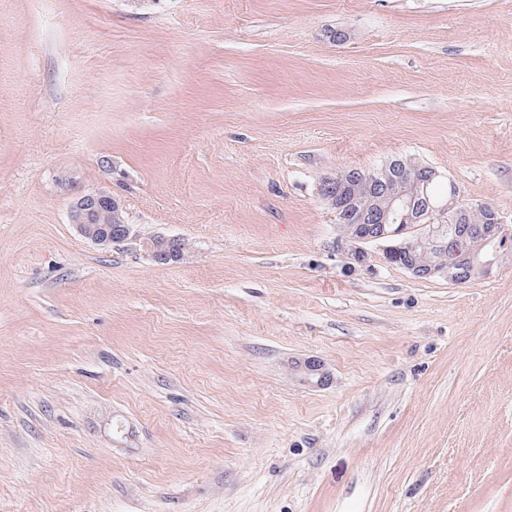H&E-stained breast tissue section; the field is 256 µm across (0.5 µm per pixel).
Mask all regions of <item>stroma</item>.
<instances>
[{
    "label": "stroma",
    "instance_id": "obj_1",
    "mask_svg": "<svg viewBox=\"0 0 512 512\" xmlns=\"http://www.w3.org/2000/svg\"><path fill=\"white\" fill-rule=\"evenodd\" d=\"M395 157L512 230V0H0V512H512V245L354 268L318 194ZM113 211L124 210L122 201L112 192L94 191L79 195L71 208V221L77 232L87 240L99 245L120 244L133 239L132 227ZM112 218V224H100V219ZM182 240L180 237L158 235L144 241L142 247L157 264H177L189 253L178 249L177 244ZM182 244L188 248V241L183 240Z\"/></svg>",
    "mask_w": 512,
    "mask_h": 512
}]
</instances>
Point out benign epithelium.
<instances>
[{
    "instance_id": "1",
    "label": "benign epithelium",
    "mask_w": 512,
    "mask_h": 512,
    "mask_svg": "<svg viewBox=\"0 0 512 512\" xmlns=\"http://www.w3.org/2000/svg\"><path fill=\"white\" fill-rule=\"evenodd\" d=\"M389 168L393 175L381 185L375 180H368L366 189L376 190L374 206L362 209L355 216L358 230L353 235L343 234L351 243V259L361 263L365 259V246L379 245L387 261L400 255H406L419 248L459 251L461 241L467 236L474 237L471 245L461 253L459 262L454 267L440 264L427 266L408 265L406 269L416 277H440L453 284L468 282L476 272L486 271L494 263L497 254L508 240L507 232L501 220L493 217L492 223L473 233L468 228H453L441 231L430 228L428 231L416 232L418 224H432L453 209L460 208V189L454 182H449L450 196L442 205H435L429 196L419 199L410 196L401 189V180L406 177L403 161L395 159ZM355 177L351 172L340 173L334 177H325L319 184V194L336 214L339 228H344L342 220L347 212L341 210L342 191ZM123 209L122 201L110 192L94 191L79 195L71 208V221L77 232L87 240L99 245L120 244L133 239L132 227L123 224H102L101 218L112 217V212ZM180 237L154 236L142 243L143 249L157 264H177L187 252L178 249ZM302 374V381L308 384L322 385L326 376L321 372L320 364L306 360L297 365Z\"/></svg>"
}]
</instances>
